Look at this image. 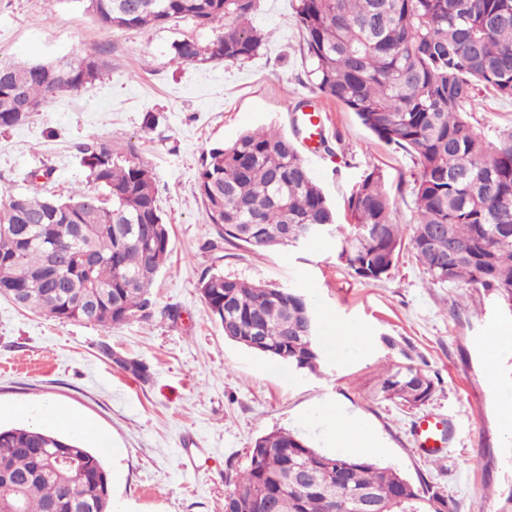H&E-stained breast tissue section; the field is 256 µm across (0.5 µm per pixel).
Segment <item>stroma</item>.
<instances>
[{
    "label": "stroma",
    "mask_w": 512,
    "mask_h": 512,
    "mask_svg": "<svg viewBox=\"0 0 512 512\" xmlns=\"http://www.w3.org/2000/svg\"><path fill=\"white\" fill-rule=\"evenodd\" d=\"M253 23L274 36L252 61L179 67L172 44L209 41L213 29L179 22L106 30L83 0H0V60L55 62L96 45L108 62L81 93L0 129V197L36 187L64 198L86 187L79 145L94 135L149 166L171 235V254L150 290L151 317L104 330L54 321L0 295V426L28 424L15 405L54 403L93 427L81 440L106 451L115 512H224L228 479L247 467L258 437L291 431L336 453L334 427L322 414L334 404L374 430L369 459L377 466L415 484L427 480L454 512H502L512 495V431L501 426L497 407L512 403L511 310L492 295L432 283L407 244L389 278L376 283L338 265L329 237L296 249L209 248L216 230L205 224L196 190L204 153L261 126L295 137L289 114L312 88L293 0H259ZM318 104L327 144L306 164L331 205L343 210L353 187L377 168L393 222L411 224V157L336 102ZM36 169L42 176L34 180ZM216 271L295 289L314 309L319 336L330 331L329 314L367 342L324 355L315 373L249 351L225 338L201 297L200 279ZM494 335L509 344L496 393L485 383L482 354ZM386 336L400 349L387 348ZM106 345L145 364L148 380L116 367ZM408 355L436 383L432 398L414 408L380 391L386 370ZM426 415L446 430L434 456L414 436Z\"/></svg>",
    "instance_id": "35a3bbf8"
}]
</instances>
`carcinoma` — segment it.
<instances>
[{"label": "carcinoma", "mask_w": 512, "mask_h": 512, "mask_svg": "<svg viewBox=\"0 0 512 512\" xmlns=\"http://www.w3.org/2000/svg\"><path fill=\"white\" fill-rule=\"evenodd\" d=\"M258 0H96L92 16L105 28H145L189 21L224 22L206 43L172 44L177 66L253 59L273 36L252 17ZM313 89L353 112L377 139L413 157L416 217L409 244L436 283L494 295L512 312V129L489 137L471 123L482 93L512 101V0H295ZM108 67L94 50L63 63L0 61V128L14 127L15 87L44 104L76 94ZM87 179L100 192L78 189L66 200L35 191L0 199V293L53 320L109 329L149 316V289L170 253L169 230L156 203L147 165L124 159L112 141L93 135L79 146ZM197 193L218 240L256 249L294 247L285 228L312 224L336 237V259L367 282L388 277L398 259L402 225L390 217L383 174L367 173L334 211L294 142L278 130L241 133L203 157ZM254 225L251 239L237 233ZM136 285L128 286L129 278ZM200 292L224 336L248 347L259 324L264 355L315 373L322 349L304 296L221 272L205 275ZM104 353L134 378L147 367ZM407 363L388 373L380 391L417 407L434 390L432 377ZM39 448H65L84 463L50 469ZM104 451L30 426L0 428V512H68L81 499L88 512H112ZM305 466L310 484L294 475ZM370 491L390 512H453L448 497L424 481L406 484L397 471L362 459L317 451L298 435L257 438L246 469L236 475L224 512H327L328 497L352 505Z\"/></svg>", "instance_id": "cac0c4a2"}]
</instances>
